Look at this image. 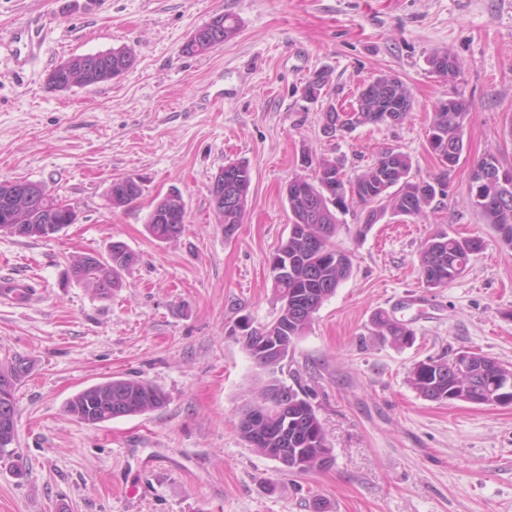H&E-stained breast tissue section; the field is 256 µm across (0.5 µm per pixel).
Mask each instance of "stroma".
Segmentation results:
<instances>
[{
	"label": "stroma",
	"mask_w": 512,
	"mask_h": 512,
	"mask_svg": "<svg viewBox=\"0 0 512 512\" xmlns=\"http://www.w3.org/2000/svg\"><path fill=\"white\" fill-rule=\"evenodd\" d=\"M222 14L236 35L184 55ZM19 28L35 32V56L20 69L0 55V180L42 184L80 219L46 238L0 233V275L34 287L0 301V363L32 364L15 393L16 439L0 451V512H314L317 500L325 512H512V406L429 401L409 382L415 363L451 351L512 366V249L470 203L477 159L490 152L512 170V0H0V35ZM122 47L134 58L122 76L47 86L62 61ZM440 49L458 61L455 82L428 62ZM319 71L327 84L306 100ZM383 73L409 87L406 118L325 136L327 104L350 109ZM455 91L471 110L449 169L426 129ZM390 149L446 193L364 233L361 204L339 213L334 243L352 273L279 375L307 390L332 462L292 474L238 432L267 375L236 330L278 314L269 261L304 155L339 158L352 177ZM233 161L252 179L228 238L209 188ZM123 177L142 194L115 209L108 191ZM173 191L184 231L158 241L146 224ZM441 232L481 248L456 280L426 288L417 255ZM116 241L138 260L111 296L66 278L73 256L107 255ZM378 313L407 323L414 344L375 335ZM119 378L153 385L166 404L95 425L68 413L75 394Z\"/></svg>",
	"instance_id": "stroma-1"
}]
</instances>
